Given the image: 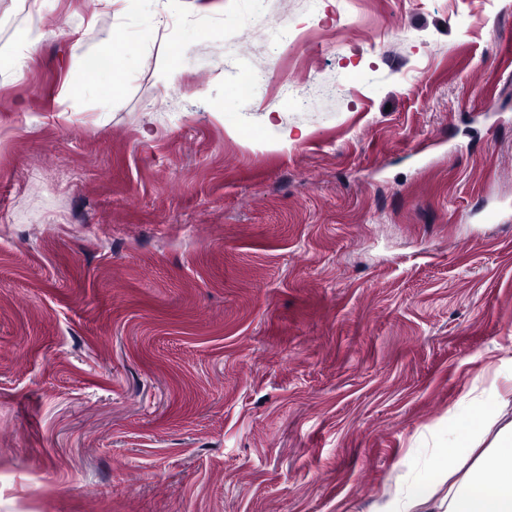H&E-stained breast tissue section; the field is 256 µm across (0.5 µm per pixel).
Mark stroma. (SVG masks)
<instances>
[{
    "label": "stroma",
    "mask_w": 512,
    "mask_h": 512,
    "mask_svg": "<svg viewBox=\"0 0 512 512\" xmlns=\"http://www.w3.org/2000/svg\"><path fill=\"white\" fill-rule=\"evenodd\" d=\"M42 15L0 76V512L445 493L430 452L512 356V0ZM44 36L43 17L39 9H36L30 23L18 33L12 53L5 54L8 64L4 65L1 59L0 74L21 68L30 55L37 50Z\"/></svg>",
    "instance_id": "35a3bbf8"
}]
</instances>
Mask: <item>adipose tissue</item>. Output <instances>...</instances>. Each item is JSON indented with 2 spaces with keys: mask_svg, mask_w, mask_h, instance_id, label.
I'll return each mask as SVG.
<instances>
[{
  "mask_svg": "<svg viewBox=\"0 0 512 512\" xmlns=\"http://www.w3.org/2000/svg\"><path fill=\"white\" fill-rule=\"evenodd\" d=\"M499 389L466 399L452 425L448 449L469 463L443 496L411 483L374 501L368 512H512V418L491 413Z\"/></svg>",
  "mask_w": 512,
  "mask_h": 512,
  "instance_id": "ef3b65f1",
  "label": "adipose tissue"
}]
</instances>
